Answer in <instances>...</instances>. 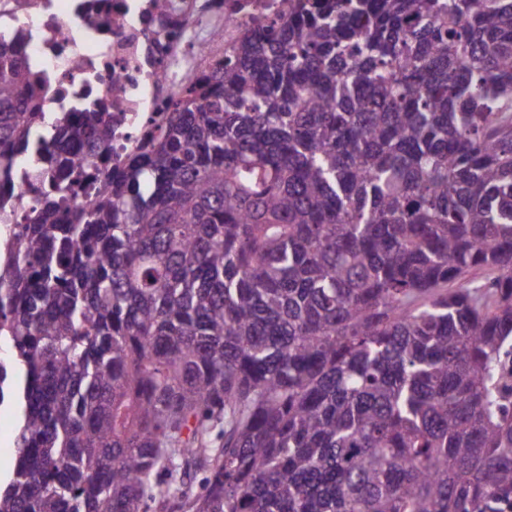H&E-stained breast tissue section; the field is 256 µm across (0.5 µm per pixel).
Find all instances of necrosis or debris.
Listing matches in <instances>:
<instances>
[{"label": "necrosis or debris", "mask_w": 512, "mask_h": 512, "mask_svg": "<svg viewBox=\"0 0 512 512\" xmlns=\"http://www.w3.org/2000/svg\"><path fill=\"white\" fill-rule=\"evenodd\" d=\"M288 0H0V48L41 76L40 111L61 117L95 112L112 123L109 153L69 146L44 129L20 147L0 201V239L36 207L47 185L45 157L69 150L88 156V180L119 172L140 151L169 105L187 87L217 86L224 58L246 32Z\"/></svg>", "instance_id": "obj_1"}]
</instances>
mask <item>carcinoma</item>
<instances>
[{
  "label": "carcinoma",
  "mask_w": 512,
  "mask_h": 512,
  "mask_svg": "<svg viewBox=\"0 0 512 512\" xmlns=\"http://www.w3.org/2000/svg\"><path fill=\"white\" fill-rule=\"evenodd\" d=\"M174 107L9 239L0 512H512V0H300ZM19 414L16 405L6 402L0 407V476L9 472L13 459L11 446L17 432Z\"/></svg>",
  "instance_id": "carcinoma-1"
}]
</instances>
